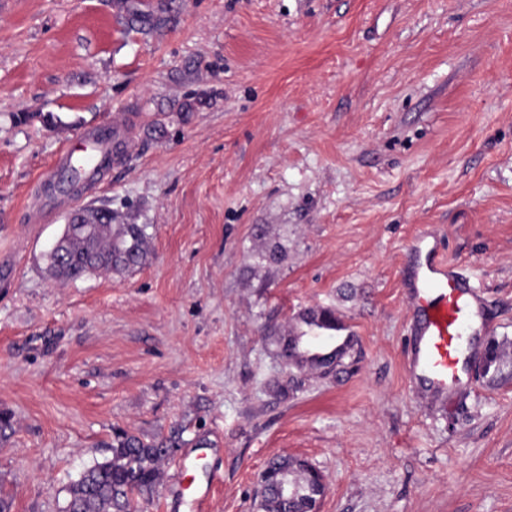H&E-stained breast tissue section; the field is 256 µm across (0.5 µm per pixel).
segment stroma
Instances as JSON below:
<instances>
[{"mask_svg": "<svg viewBox=\"0 0 512 512\" xmlns=\"http://www.w3.org/2000/svg\"><path fill=\"white\" fill-rule=\"evenodd\" d=\"M139 8L165 24L0 0L8 512H62L119 431L178 441L141 512H260L280 458L322 472L318 512H512V0ZM118 114L109 170L49 192L61 146ZM103 205L146 225V263L58 284L47 251ZM423 231L488 314L443 403L407 368ZM310 309L351 341L334 367L281 355Z\"/></svg>", "mask_w": 512, "mask_h": 512, "instance_id": "stroma-1", "label": "stroma"}]
</instances>
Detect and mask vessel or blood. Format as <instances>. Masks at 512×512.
Listing matches in <instances>:
<instances>
[{
	"mask_svg": "<svg viewBox=\"0 0 512 512\" xmlns=\"http://www.w3.org/2000/svg\"><path fill=\"white\" fill-rule=\"evenodd\" d=\"M411 260L402 286L412 313L410 368L437 399L448 396L465 371L461 342L482 316L479 295L458 266L440 256L428 235H418L408 248Z\"/></svg>",
	"mask_w": 512,
	"mask_h": 512,
	"instance_id": "obj_1",
	"label": "vessel or blood"
}]
</instances>
